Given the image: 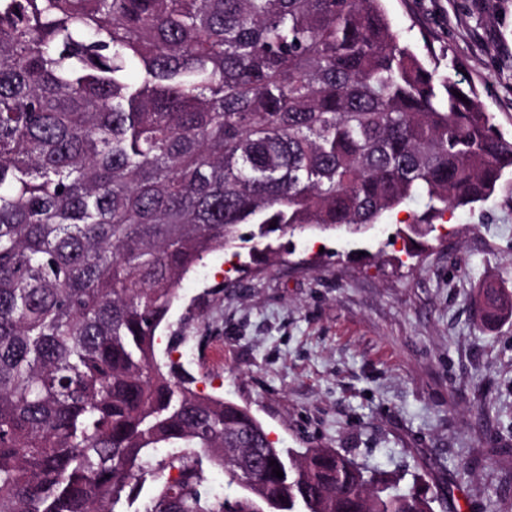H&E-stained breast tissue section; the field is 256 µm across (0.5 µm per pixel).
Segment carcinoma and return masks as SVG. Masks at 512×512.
<instances>
[{
  "mask_svg": "<svg viewBox=\"0 0 512 512\" xmlns=\"http://www.w3.org/2000/svg\"><path fill=\"white\" fill-rule=\"evenodd\" d=\"M509 175L512 140L384 0H0V512H434L277 446L156 333L213 253L420 200L417 258ZM474 310L512 318V292Z\"/></svg>",
  "mask_w": 512,
  "mask_h": 512,
  "instance_id": "obj_1",
  "label": "carcinoma"
}]
</instances>
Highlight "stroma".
I'll list each match as a JSON object with an SVG mask.
<instances>
[{"label":"stroma","instance_id":"obj_1","mask_svg":"<svg viewBox=\"0 0 512 512\" xmlns=\"http://www.w3.org/2000/svg\"><path fill=\"white\" fill-rule=\"evenodd\" d=\"M426 62L473 89L512 139V0H385ZM419 203L359 234L305 231L270 261L209 255L182 283L159 346L189 337L199 390L248 407L279 446H326L434 500L512 512V319L477 325L473 297L512 289V208H459L406 258Z\"/></svg>","mask_w":512,"mask_h":512}]
</instances>
